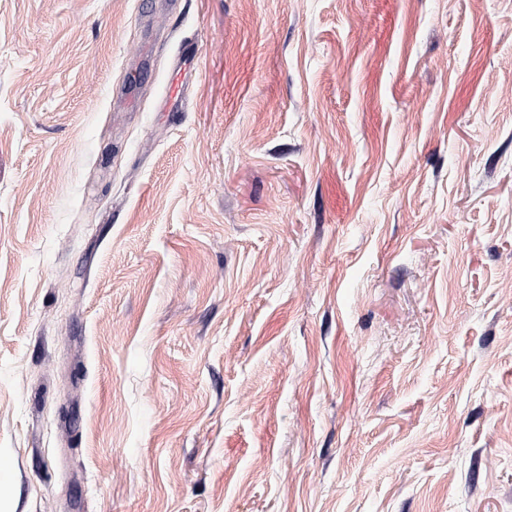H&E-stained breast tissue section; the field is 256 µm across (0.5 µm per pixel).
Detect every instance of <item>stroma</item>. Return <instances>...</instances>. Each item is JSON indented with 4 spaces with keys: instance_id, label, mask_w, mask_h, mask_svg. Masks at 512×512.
Returning a JSON list of instances; mask_svg holds the SVG:
<instances>
[{
    "instance_id": "1",
    "label": "stroma",
    "mask_w": 512,
    "mask_h": 512,
    "mask_svg": "<svg viewBox=\"0 0 512 512\" xmlns=\"http://www.w3.org/2000/svg\"><path fill=\"white\" fill-rule=\"evenodd\" d=\"M0 512H512V0H0ZM196 69V52L188 46L177 59L166 87L165 103L171 107L169 112H180L182 109L186 97L187 77Z\"/></svg>"
}]
</instances>
